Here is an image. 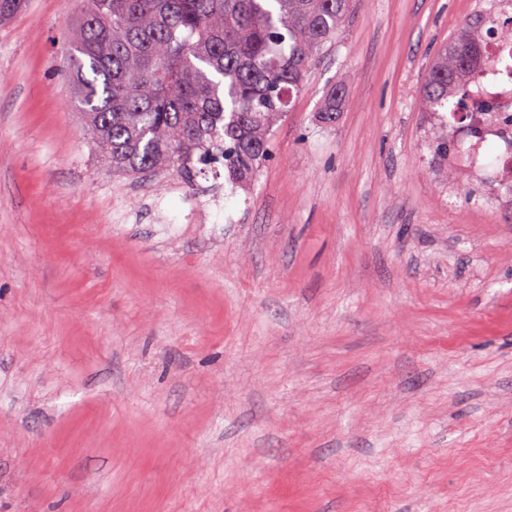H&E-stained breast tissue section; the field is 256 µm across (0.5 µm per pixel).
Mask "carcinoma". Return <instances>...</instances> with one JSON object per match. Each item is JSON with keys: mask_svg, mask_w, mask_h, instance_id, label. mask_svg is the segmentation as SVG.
<instances>
[{"mask_svg": "<svg viewBox=\"0 0 512 512\" xmlns=\"http://www.w3.org/2000/svg\"><path fill=\"white\" fill-rule=\"evenodd\" d=\"M29 0H0V24ZM352 0H86L65 40L73 95L115 174L221 177L248 186L269 160L316 59L328 50ZM512 44V19L479 13L438 50L419 94L423 112H446L430 143L440 154L448 130L483 67L508 59L482 54L486 26ZM345 87L328 93L320 118L336 121Z\"/></svg>", "mask_w": 512, "mask_h": 512, "instance_id": "obj_1", "label": "carcinoma"}]
</instances>
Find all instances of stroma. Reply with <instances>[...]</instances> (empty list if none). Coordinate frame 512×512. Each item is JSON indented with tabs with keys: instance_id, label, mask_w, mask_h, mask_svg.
<instances>
[{
	"instance_id": "35a3bbf8",
	"label": "stroma",
	"mask_w": 512,
	"mask_h": 512,
	"mask_svg": "<svg viewBox=\"0 0 512 512\" xmlns=\"http://www.w3.org/2000/svg\"><path fill=\"white\" fill-rule=\"evenodd\" d=\"M490 2L355 0L245 189L104 165L82 0L0 28V512H512V205L418 107Z\"/></svg>"
}]
</instances>
